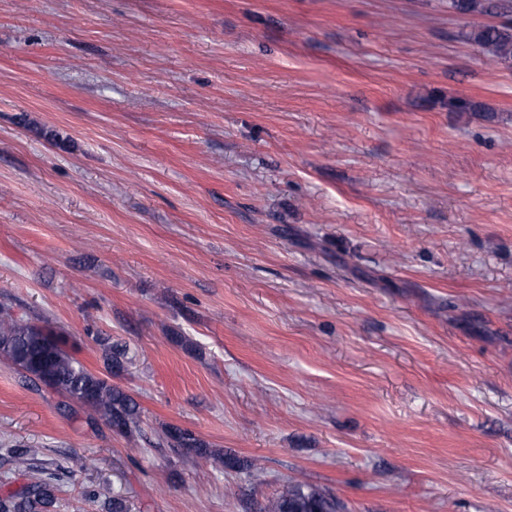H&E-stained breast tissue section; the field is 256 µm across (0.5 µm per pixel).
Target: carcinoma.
Instances as JSON below:
<instances>
[{
  "label": "carcinoma",
  "mask_w": 512,
  "mask_h": 512,
  "mask_svg": "<svg viewBox=\"0 0 512 512\" xmlns=\"http://www.w3.org/2000/svg\"><path fill=\"white\" fill-rule=\"evenodd\" d=\"M451 8L473 14L512 15V0H450ZM494 60L512 62V26L489 25L464 34ZM63 333L48 325L13 315L0 307V362L15 367L31 380H37L79 403L90 416L104 420L117 434L132 440L141 434L140 410L134 399L112 384L110 376L124 370L129 349L101 344L107 376L88 370L66 349ZM163 442L170 448L192 449L200 458H213L230 470H249L258 480L262 471L248 461L221 449L211 450L194 434L177 426L164 431ZM58 485L54 476L43 471L32 475L20 492L0 498V512H56ZM336 498L301 482L288 484L268 506L270 512H337Z\"/></svg>",
  "instance_id": "carcinoma-1"
}]
</instances>
